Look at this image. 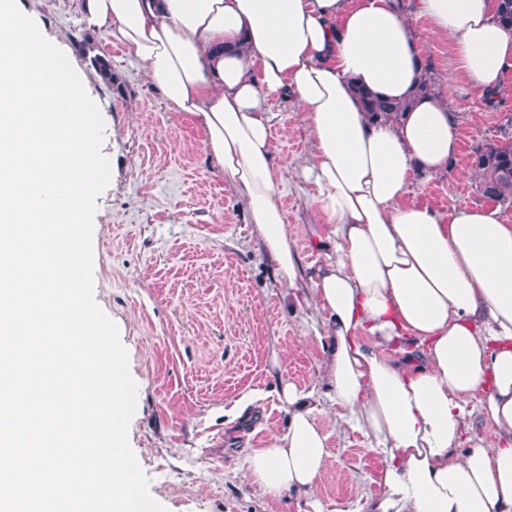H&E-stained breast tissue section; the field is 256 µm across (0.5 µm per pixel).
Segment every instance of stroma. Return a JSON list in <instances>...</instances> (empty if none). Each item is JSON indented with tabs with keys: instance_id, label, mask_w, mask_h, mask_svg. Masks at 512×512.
Returning a JSON list of instances; mask_svg holds the SVG:
<instances>
[{
	"instance_id": "35a3bbf8",
	"label": "stroma",
	"mask_w": 512,
	"mask_h": 512,
	"mask_svg": "<svg viewBox=\"0 0 512 512\" xmlns=\"http://www.w3.org/2000/svg\"><path fill=\"white\" fill-rule=\"evenodd\" d=\"M429 62L439 97L459 116L458 151L447 171L416 176L408 200L439 209L482 206L473 146L512 135V69L487 102L465 79L448 40L395 0ZM44 36L64 39L105 123L111 179L97 198L92 246L95 298L117 324L137 385L128 438L167 512H371L383 465L360 432L321 414L330 455L323 479L303 496L260 495L244 464L287 427L280 379L325 394L326 336L315 309L289 298L247 222L233 188L204 146L195 117L170 109L125 46L86 28L78 0H18ZM112 66L104 83L91 59ZM272 144L289 179L280 202L303 275L326 257L298 173L308 134L287 101L271 97Z\"/></svg>"
}]
</instances>
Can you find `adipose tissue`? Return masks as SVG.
Listing matches in <instances>:
<instances>
[{
  "mask_svg": "<svg viewBox=\"0 0 512 512\" xmlns=\"http://www.w3.org/2000/svg\"><path fill=\"white\" fill-rule=\"evenodd\" d=\"M85 21L142 62L168 106L196 117L278 280L330 340L323 380L384 466L373 512H512V224L499 208L407 201L458 144L446 102L372 122L364 87L405 99L426 60L394 0H80ZM485 95L512 68L493 0H416ZM299 109L323 266L302 279L278 188L271 95ZM285 433L246 457L257 490L306 494L329 435L312 393L281 385Z\"/></svg>",
  "mask_w": 512,
  "mask_h": 512,
  "instance_id": "1",
  "label": "adipose tissue"
}]
</instances>
